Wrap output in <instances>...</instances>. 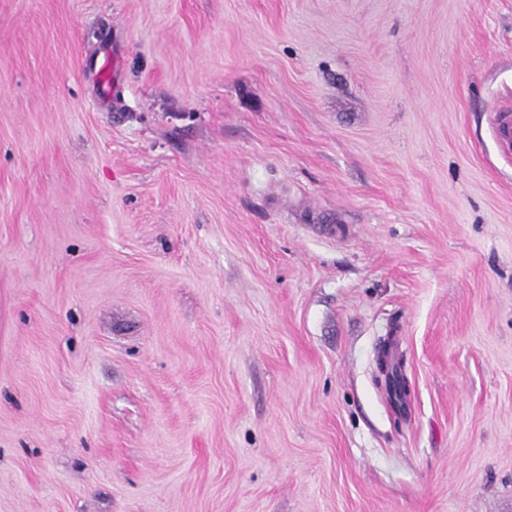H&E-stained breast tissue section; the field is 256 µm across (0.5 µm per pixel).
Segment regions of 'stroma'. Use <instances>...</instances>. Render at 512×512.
Listing matches in <instances>:
<instances>
[{"instance_id":"35a3bbf8","label":"stroma","mask_w":512,"mask_h":512,"mask_svg":"<svg viewBox=\"0 0 512 512\" xmlns=\"http://www.w3.org/2000/svg\"><path fill=\"white\" fill-rule=\"evenodd\" d=\"M511 107L512 0H0V512H512Z\"/></svg>"}]
</instances>
